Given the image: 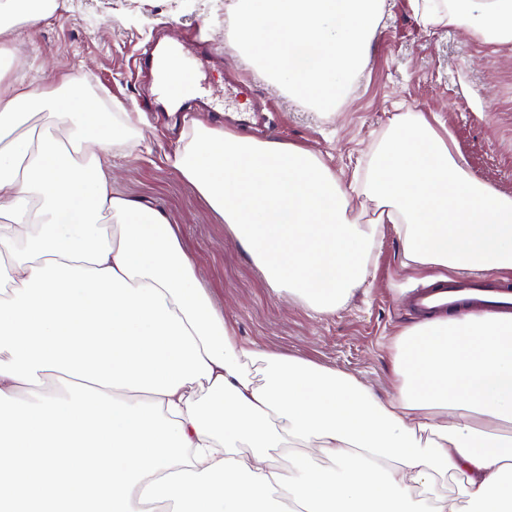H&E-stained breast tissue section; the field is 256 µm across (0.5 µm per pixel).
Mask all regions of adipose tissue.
Returning a JSON list of instances; mask_svg holds the SVG:
<instances>
[{"mask_svg": "<svg viewBox=\"0 0 512 512\" xmlns=\"http://www.w3.org/2000/svg\"><path fill=\"white\" fill-rule=\"evenodd\" d=\"M412 4L424 26L512 43V0ZM33 103L56 126L37 141L20 130ZM145 121L69 74L0 80V512H461L435 491L451 472L468 512H512V314L401 330L386 398L240 341L177 225L112 192L109 158ZM166 160L314 312L366 280L384 224L415 271L512 276V196L472 177L439 116L394 114L349 183L309 148L203 118Z\"/></svg>", "mask_w": 512, "mask_h": 512, "instance_id": "ef3b65f1", "label": "adipose tissue"}]
</instances>
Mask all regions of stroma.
Returning a JSON list of instances; mask_svg holds the SVG:
<instances>
[{"instance_id":"35a3bbf8","label":"stroma","mask_w":512,"mask_h":512,"mask_svg":"<svg viewBox=\"0 0 512 512\" xmlns=\"http://www.w3.org/2000/svg\"><path fill=\"white\" fill-rule=\"evenodd\" d=\"M203 25L208 46L196 56L200 90L214 112L240 103L224 80L241 74L257 101L272 110V139L319 153L342 179L365 165L398 112H434L467 158L471 175L512 196V43L487 44L465 29L426 28L409 0H386L384 21L368 61L342 102L327 113L298 106L272 80L258 75L224 40V0H55L32 33L0 44L5 77L64 73L85 80L88 92L134 111L152 93V77L137 72L140 53L165 38L181 39ZM143 149L114 152L115 195L141 200L180 227L202 287L221 306L238 338L296 355L357 377L375 392L392 391L394 340L417 323L408 308L420 275L402 264L398 235L384 225L370 260V283L336 312L323 315L273 295L250 254L166 155L180 127L166 111L152 113Z\"/></svg>"}]
</instances>
